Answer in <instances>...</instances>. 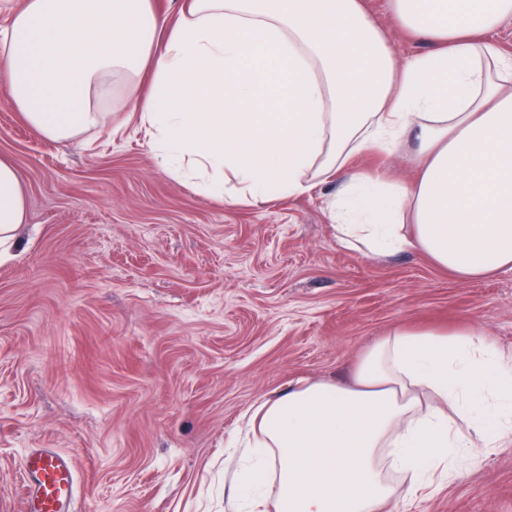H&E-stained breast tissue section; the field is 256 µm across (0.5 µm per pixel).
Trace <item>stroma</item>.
I'll return each mask as SVG.
<instances>
[{
    "mask_svg": "<svg viewBox=\"0 0 512 512\" xmlns=\"http://www.w3.org/2000/svg\"><path fill=\"white\" fill-rule=\"evenodd\" d=\"M388 0H365L398 61L423 42ZM116 87L112 121L41 139L0 96V156L27 222L0 261V512H21V460L77 463L81 512H224L226 442L288 382H344L396 328L475 330L512 351V269L462 281L411 249L377 259L342 246L338 184L245 203L198 193L151 152ZM414 141L352 158L392 181L416 175ZM397 512H512V445L459 464L437 495Z\"/></svg>",
    "mask_w": 512,
    "mask_h": 512,
    "instance_id": "stroma-1",
    "label": "stroma"
}]
</instances>
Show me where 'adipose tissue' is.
<instances>
[{"label":"adipose tissue","instance_id":"obj_1","mask_svg":"<svg viewBox=\"0 0 512 512\" xmlns=\"http://www.w3.org/2000/svg\"><path fill=\"white\" fill-rule=\"evenodd\" d=\"M427 46L406 64L364 0H0V95L41 138L109 128L103 105L135 79L160 164L220 198L264 201L345 180L338 240L377 258L416 248L462 280L512 269V59L493 35L512 0H389ZM416 142L418 172L348 171L363 151ZM26 202L0 157V259ZM231 512H386L439 493L456 463L512 442V354L477 332L399 329L348 384L289 385L246 416ZM471 436H463L459 421Z\"/></svg>","mask_w":512,"mask_h":512}]
</instances>
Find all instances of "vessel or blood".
Segmentation results:
<instances>
[{"mask_svg": "<svg viewBox=\"0 0 512 512\" xmlns=\"http://www.w3.org/2000/svg\"><path fill=\"white\" fill-rule=\"evenodd\" d=\"M24 512H75L76 467L72 456L33 448L21 464Z\"/></svg>", "mask_w": 512, "mask_h": 512, "instance_id": "vessel-or-blood-1", "label": "vessel or blood"}]
</instances>
